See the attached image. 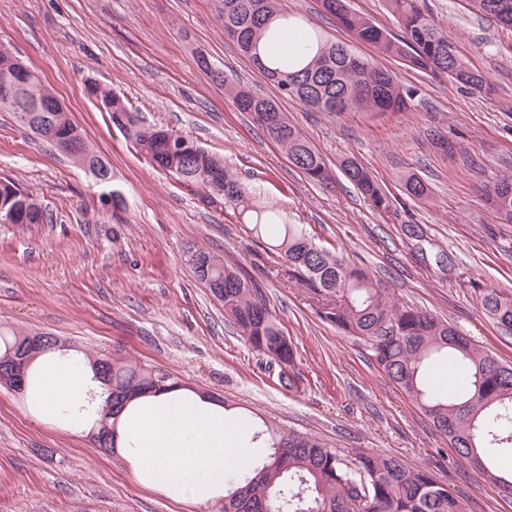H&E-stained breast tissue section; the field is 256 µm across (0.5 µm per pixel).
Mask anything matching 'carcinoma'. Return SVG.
Returning a JSON list of instances; mask_svg holds the SVG:
<instances>
[{
    "mask_svg": "<svg viewBox=\"0 0 512 512\" xmlns=\"http://www.w3.org/2000/svg\"><path fill=\"white\" fill-rule=\"evenodd\" d=\"M478 14L512 27V0H469ZM402 35L393 36L356 13L349 0H321L323 10L358 41L383 55L395 57L414 70L443 73L451 81L490 97L495 92L484 74L470 69L458 54L448 32L420 5V0H386ZM276 18L304 34L291 54L272 56L264 63L259 40ZM218 21L224 36L278 89L279 96L315 112L372 109L399 112L409 106L415 90L396 76L358 56L343 42L332 41L293 16L282 12L280 0H219ZM241 112L251 115L268 140L280 147L291 164L309 181L328 187L331 171L321 155L288 120L278 103L254 94L241 82H224ZM95 106L108 113L152 165L173 175L194 192L203 205L230 209L264 250L285 263L288 280L305 289L322 318L360 336L371 344L373 357L388 379L412 398L459 457L469 461L486 481L503 494L512 492V474L496 472L500 455L512 454V364L489 355L458 329L426 310L400 306L389 288L362 267L350 262L339 249L317 245L301 224H290L272 205H263L224 160L193 140L156 124L131 110L120 94L98 87ZM11 112L22 127L52 150L62 148L39 134L52 126L56 136L80 137L81 146L67 151L77 166L93 170L106 161L78 131L70 111L57 107V98L39 80H30L6 99L0 94V111ZM345 177L379 210L390 208L368 169L352 158L341 161ZM407 196L424 203L428 184L415 174L404 183ZM483 194L498 218L512 224V176L502 175L483 185ZM15 211L17 224H46V208L38 196L10 178L0 177V218ZM188 263L211 295L224 305V317L257 352L278 365L294 362L291 340L284 333L261 292L258 282L239 266L206 250L191 247ZM480 305L504 331L512 330V293L498 288L479 289ZM29 334L0 330V360L24 350L26 365L41 354L58 350L59 339L47 338L40 346L24 347ZM445 361L465 375L457 391L434 386L428 374L432 365ZM109 367L112 391L96 412L93 425L107 413L114 426L121 410L139 393L184 387L171 374L139 365L122 351L112 353ZM267 449L262 464L250 476L233 463L224 486V512H465L460 498L448 491L427 467L407 468L398 458L358 453L348 460L318 438L277 426L253 435Z\"/></svg>",
    "mask_w": 512,
    "mask_h": 512,
    "instance_id": "carcinoma-1",
    "label": "carcinoma"
}]
</instances>
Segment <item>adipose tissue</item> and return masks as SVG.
Masks as SVG:
<instances>
[{
    "mask_svg": "<svg viewBox=\"0 0 512 512\" xmlns=\"http://www.w3.org/2000/svg\"><path fill=\"white\" fill-rule=\"evenodd\" d=\"M36 400L50 413L74 417L87 401L107 397L88 372L61 359L40 357ZM121 454L153 485L211 506L224 495L229 463L248 460L255 448L251 434L226 415L221 404L185 390L143 396L126 409L118 427Z\"/></svg>",
    "mask_w": 512,
    "mask_h": 512,
    "instance_id": "adipose-tissue-1",
    "label": "adipose tissue"
}]
</instances>
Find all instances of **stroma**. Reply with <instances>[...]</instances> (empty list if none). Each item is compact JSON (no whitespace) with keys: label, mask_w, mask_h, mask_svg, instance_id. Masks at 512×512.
Returning <instances> with one entry per match:
<instances>
[{"label":"stroma","mask_w":512,"mask_h":512,"mask_svg":"<svg viewBox=\"0 0 512 512\" xmlns=\"http://www.w3.org/2000/svg\"><path fill=\"white\" fill-rule=\"evenodd\" d=\"M471 69L496 92L486 98L446 75L406 67L357 41L318 0H282L332 39L396 73L416 94L403 112H313L281 108L332 171L326 189L308 181L201 67L206 56L229 80L268 97L270 82L224 36L218 0H0V42L38 70L112 167L122 205L102 209L90 173L52 153L0 112V177L40 196L50 223L0 224V327L50 332L83 360L113 349L167 370L245 418L313 434L340 454H386L430 468L466 512H512L459 458L420 408L377 366L368 342L324 321L289 285L280 258L265 253L231 213L200 204L157 170L88 97L95 80L120 93L147 122L223 158L258 199L383 281L399 304L453 323L480 348L512 362V332L478 303L480 288L512 291V224L480 194L512 174V29L472 13L466 0H421ZM448 139L453 153L435 149ZM367 167L391 200L378 211L342 174L343 157ZM431 190L410 199L403 177ZM239 265L260 284L293 343L295 387L225 320L195 278L188 248ZM0 512H208L135 476L128 459L94 448L86 429L0 387Z\"/></svg>","instance_id":"1"}]
</instances>
